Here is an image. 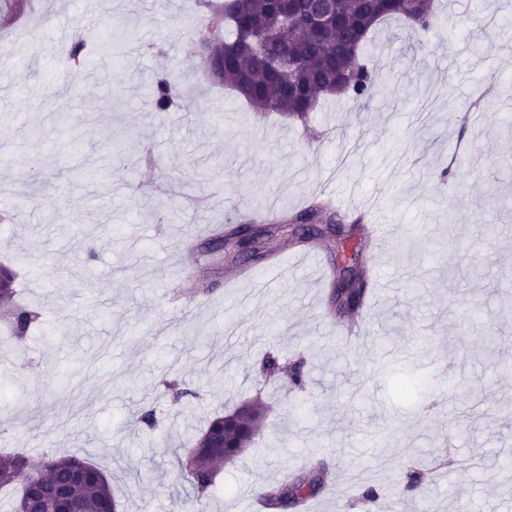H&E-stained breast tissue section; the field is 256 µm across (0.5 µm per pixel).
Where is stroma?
Returning a JSON list of instances; mask_svg holds the SVG:
<instances>
[{
	"mask_svg": "<svg viewBox=\"0 0 512 512\" xmlns=\"http://www.w3.org/2000/svg\"><path fill=\"white\" fill-rule=\"evenodd\" d=\"M434 8L419 40L395 20L372 33L365 107L327 98L301 122L254 112L200 66L190 112L146 108L142 81L199 54L197 0H0V264L41 312L22 340L0 331V453L92 462L120 512H197L178 458L214 411L259 395L265 441L217 475L210 512H239L315 456L335 472L325 512H512L488 478L512 461V0H492L489 25L476 0ZM92 18L139 34L111 60L87 36L96 85L64 73ZM31 183L37 209L22 204ZM318 197L399 234L353 344L325 314L328 252L284 241L238 278L231 253L208 251L214 225ZM272 348L304 360V389L257 387ZM438 372L464 393L424 389ZM174 381L196 398L172 403Z\"/></svg>",
	"mask_w": 512,
	"mask_h": 512,
	"instance_id": "stroma-1",
	"label": "stroma"
}]
</instances>
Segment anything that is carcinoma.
<instances>
[{
	"mask_svg": "<svg viewBox=\"0 0 512 512\" xmlns=\"http://www.w3.org/2000/svg\"><path fill=\"white\" fill-rule=\"evenodd\" d=\"M338 24L313 36L295 31L308 21L313 0H291L287 9L273 0H224V24L233 29V38L221 39L212 34L217 18L207 20L198 38H209L215 45L216 61H224L218 82L230 86L253 109L261 113L278 112L304 119L319 100L344 96L361 106L373 95L375 77L368 68L364 45L370 31L383 19L396 17L412 23L417 31L427 32L436 24L429 0H333ZM157 112L174 108L189 109L179 87L166 74H159L146 85ZM252 233L253 242L262 249L265 260L272 251L269 244L277 237L295 236L294 225L267 224L261 227H228L224 237L240 238L243 231ZM363 225L329 223L319 235V242L334 247L335 288L329 314L348 317L356 314L368 296L367 264L355 260L348 277L342 276L340 255L343 245L360 236ZM14 272L0 265V301L9 305L0 317L18 337H25L37 324L41 314L15 301ZM265 407L251 401L209 420L206 429L185 459L178 460L180 478L191 487L195 502L202 509L210 501L211 487L224 465L232 463L261 435ZM28 462L22 454L0 456V488L20 487L25 493L29 484ZM87 467L84 480L69 487L74 512H97L103 503L116 505L111 485L103 471L91 462L73 456L48 455L41 473L56 481L69 479L72 468ZM327 471L320 462H311L307 471L261 493L267 506L275 512H287L300 502L317 496L325 487Z\"/></svg>",
	"mask_w": 512,
	"mask_h": 512,
	"instance_id": "carcinoma-1",
	"label": "carcinoma"
}]
</instances>
